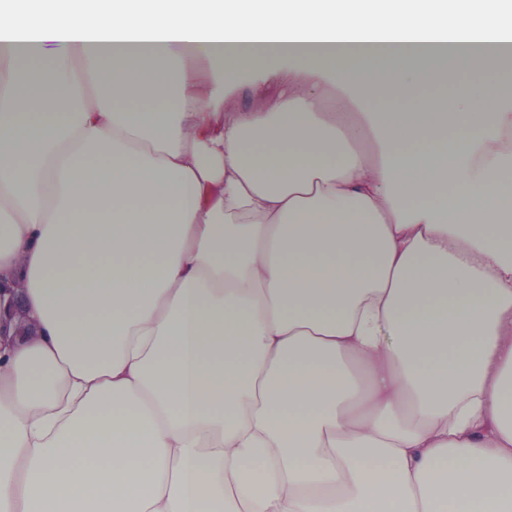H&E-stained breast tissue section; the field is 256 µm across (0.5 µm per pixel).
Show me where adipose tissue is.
<instances>
[{"instance_id":"1","label":"adipose tissue","mask_w":512,"mask_h":512,"mask_svg":"<svg viewBox=\"0 0 512 512\" xmlns=\"http://www.w3.org/2000/svg\"><path fill=\"white\" fill-rule=\"evenodd\" d=\"M510 44L512 0L0 11V512H512ZM250 80L243 82L238 89L225 93L224 110L225 112H234L238 109L255 105L256 97L253 92Z\"/></svg>"}]
</instances>
